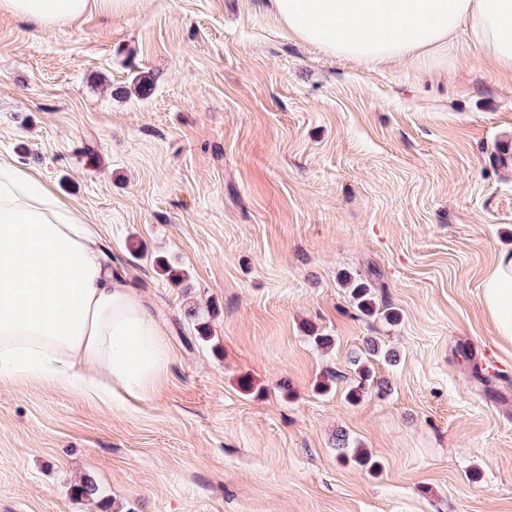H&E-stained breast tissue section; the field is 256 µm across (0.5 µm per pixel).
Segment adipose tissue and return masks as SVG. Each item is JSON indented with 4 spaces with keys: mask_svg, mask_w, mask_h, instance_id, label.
Here are the masks:
<instances>
[{
    "mask_svg": "<svg viewBox=\"0 0 512 512\" xmlns=\"http://www.w3.org/2000/svg\"><path fill=\"white\" fill-rule=\"evenodd\" d=\"M131 0H0L55 27ZM288 31L359 62L431 55L467 25L512 72V0H270ZM498 336L512 341V253L482 281ZM158 321L100 260L86 223L31 169L0 160V382L64 385L104 402L139 400L167 372Z\"/></svg>",
    "mask_w": 512,
    "mask_h": 512,
    "instance_id": "obj_1",
    "label": "adipose tissue"
}]
</instances>
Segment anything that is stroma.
<instances>
[{
    "label": "stroma",
    "instance_id": "stroma-1",
    "mask_svg": "<svg viewBox=\"0 0 512 512\" xmlns=\"http://www.w3.org/2000/svg\"><path fill=\"white\" fill-rule=\"evenodd\" d=\"M510 144L512 73L465 27L433 57L359 63L270 0L53 28L0 11V157L85 216L172 352L134 404L0 384V512H512V341L480 288L512 250ZM370 339L398 362L364 382ZM336 447L342 450V455L351 458L360 466H365L370 470H375L378 466L366 450L359 448V446L351 447L349 438L343 433L336 435Z\"/></svg>",
    "mask_w": 512,
    "mask_h": 512
}]
</instances>
